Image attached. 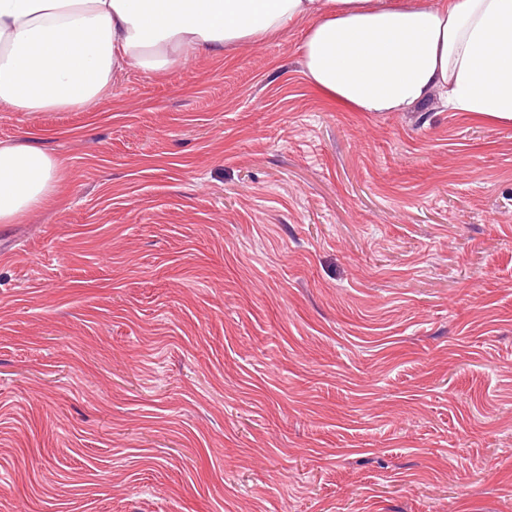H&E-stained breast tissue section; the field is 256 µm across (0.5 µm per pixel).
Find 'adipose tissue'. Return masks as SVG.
Segmentation results:
<instances>
[{"label": "adipose tissue", "instance_id": "adipose-tissue-1", "mask_svg": "<svg viewBox=\"0 0 512 512\" xmlns=\"http://www.w3.org/2000/svg\"><path fill=\"white\" fill-rule=\"evenodd\" d=\"M303 21L304 75L330 102L404 112L436 95L512 123V0H0V104L90 109L128 68L164 72ZM61 171L29 141H0V224L49 201Z\"/></svg>", "mask_w": 512, "mask_h": 512}]
</instances>
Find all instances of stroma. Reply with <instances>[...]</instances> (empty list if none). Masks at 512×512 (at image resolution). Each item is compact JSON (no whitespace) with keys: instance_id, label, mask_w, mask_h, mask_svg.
<instances>
[{"instance_id":"35a3bbf8","label":"stroma","mask_w":512,"mask_h":512,"mask_svg":"<svg viewBox=\"0 0 512 512\" xmlns=\"http://www.w3.org/2000/svg\"><path fill=\"white\" fill-rule=\"evenodd\" d=\"M303 32L0 106L66 175L0 224V512H512V125Z\"/></svg>"}]
</instances>
